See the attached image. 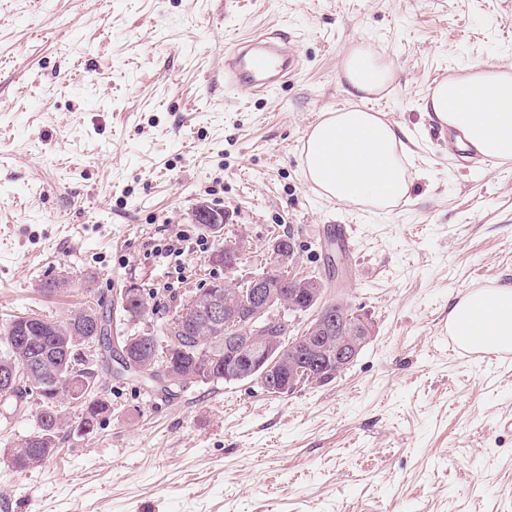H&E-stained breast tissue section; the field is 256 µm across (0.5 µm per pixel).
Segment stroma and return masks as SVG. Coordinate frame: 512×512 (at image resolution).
Returning <instances> with one entry per match:
<instances>
[{
    "label": "stroma",
    "mask_w": 512,
    "mask_h": 512,
    "mask_svg": "<svg viewBox=\"0 0 512 512\" xmlns=\"http://www.w3.org/2000/svg\"><path fill=\"white\" fill-rule=\"evenodd\" d=\"M277 30L301 73L225 92V43ZM361 40L396 68L370 108L410 137L414 188L387 214L325 199L300 164L309 127L349 100L341 61ZM510 63L512 0H0V326L95 295L113 335L155 332L225 278L210 252L245 238L242 279L277 231L297 272L373 325L341 376L282 397L252 380L172 396L94 349L111 409L92 434L64 428L19 471L39 403L0 411V512H512V363L441 336L466 289L512 280V163L458 156L425 112L440 80ZM201 200L222 233L194 222ZM329 224L352 225L350 248ZM179 236L177 271L155 247ZM53 277L68 287L45 292ZM129 288L147 299L134 321Z\"/></svg>",
    "instance_id": "stroma-1"
}]
</instances>
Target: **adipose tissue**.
<instances>
[{"instance_id":"obj_1","label":"adipose tissue","mask_w":512,"mask_h":512,"mask_svg":"<svg viewBox=\"0 0 512 512\" xmlns=\"http://www.w3.org/2000/svg\"><path fill=\"white\" fill-rule=\"evenodd\" d=\"M350 104L324 113L303 144L301 168L326 199L383 213L413 187L408 135L386 113L364 108L388 94L393 62L372 43L358 42L343 56ZM426 114L484 159L512 162V65L476 64L438 82ZM448 333L473 352H512V282L464 291L448 312Z\"/></svg>"}]
</instances>
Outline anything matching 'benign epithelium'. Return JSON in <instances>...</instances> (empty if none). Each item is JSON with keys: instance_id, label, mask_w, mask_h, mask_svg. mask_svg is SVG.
I'll return each instance as SVG.
<instances>
[{"instance_id": "benign-epithelium-1", "label": "benign epithelium", "mask_w": 512, "mask_h": 512, "mask_svg": "<svg viewBox=\"0 0 512 512\" xmlns=\"http://www.w3.org/2000/svg\"><path fill=\"white\" fill-rule=\"evenodd\" d=\"M196 222H202L219 232L226 217L224 211L206 202L196 205ZM244 248V240L224 245V252L213 256L232 271ZM272 263L263 272L245 279L242 290L215 287L199 292L191 304L201 318L214 327H224V380L256 379L270 395L290 394L300 387L290 376L282 381L291 359L284 353L283 342L288 338L285 313H302L317 307L316 314L295 344L301 359L318 367L308 372V383L322 384L352 365L372 338L373 328L366 314L342 302L324 304L323 283L312 278L302 283L303 296L285 295L276 290L275 279L289 269L293 257L291 239L272 241Z\"/></svg>"}]
</instances>
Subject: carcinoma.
Masks as SVG:
<instances>
[{
  "mask_svg": "<svg viewBox=\"0 0 512 512\" xmlns=\"http://www.w3.org/2000/svg\"><path fill=\"white\" fill-rule=\"evenodd\" d=\"M122 309L129 319L145 315L146 302L142 293L137 297H122ZM112 315L104 309V303L86 305L74 313L76 327L83 329L100 326L93 341L98 342L109 357L119 361L129 370L133 364L148 361L147 377L157 383L170 379V374H187L199 382L219 381L224 373L217 368L224 365V348L218 338L224 331L203 326L198 315L187 304L176 308L166 323L155 333L124 336L118 347L110 342ZM6 343V352L0 356V365L16 363L19 358L28 361L33 385H19L0 380V405L5 407L26 396L37 395L40 412L37 429L21 442L31 449L29 454H12L11 463L18 470L35 468L34 457L47 458L57 447L60 430L64 426V407L76 401L67 397V385L80 382L85 396L89 397L86 412L78 416L76 428L89 434L98 424V417L108 410L101 399L93 398L96 374L87 360L76 358L72 347L62 332V322L46 316L18 317L0 329Z\"/></svg>",
  "mask_w": 512,
  "mask_h": 512,
  "instance_id": "carcinoma-1",
  "label": "carcinoma"
}]
</instances>
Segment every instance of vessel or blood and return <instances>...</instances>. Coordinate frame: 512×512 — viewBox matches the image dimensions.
<instances>
[{"label":"vessel or blood","instance_id":"vessel-or-blood-1","mask_svg":"<svg viewBox=\"0 0 512 512\" xmlns=\"http://www.w3.org/2000/svg\"><path fill=\"white\" fill-rule=\"evenodd\" d=\"M301 64L298 46L286 32L233 41L224 47V84L246 85L263 94L285 82Z\"/></svg>","mask_w":512,"mask_h":512}]
</instances>
